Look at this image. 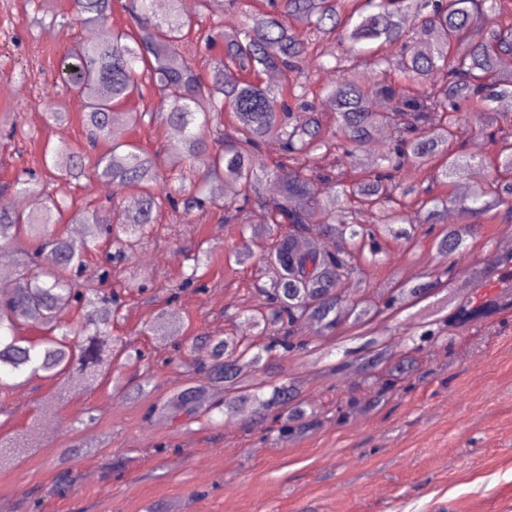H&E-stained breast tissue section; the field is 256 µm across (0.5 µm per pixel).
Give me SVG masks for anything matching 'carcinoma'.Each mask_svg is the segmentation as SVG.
<instances>
[{
    "label": "carcinoma",
    "instance_id": "1",
    "mask_svg": "<svg viewBox=\"0 0 512 512\" xmlns=\"http://www.w3.org/2000/svg\"><path fill=\"white\" fill-rule=\"evenodd\" d=\"M194 16L181 0H168L158 12L153 0H127L122 8L130 21L102 40L96 30L108 23L112 0H72L66 24L83 35L63 52L57 85L85 103L87 142L110 149L85 162L73 158L71 177L117 183L129 196L112 204V221L95 209L80 214L86 225L80 242L56 226L66 201L34 175L15 179V192L31 198L28 210L0 209V260L10 252L24 254L16 276L0 284V388L4 379H60L78 375L77 384L92 385L109 370L112 349L105 336L120 302L99 284L109 272L87 269V256L102 240L140 238L150 232L167 207L178 209L186 223L193 213L212 206L224 210V223L240 224L257 206L272 226L271 247L263 262L273 270L257 285L260 309L246 316L270 344L248 346L243 339L200 336L188 350L198 369L224 386V400L209 404L204 389L180 392L174 406L189 415L222 408L226 417L246 409L264 415L286 406L302 418L298 390L290 382L272 386L249 372L303 350L315 359L321 348L298 338L304 323L313 322L321 336L349 321L376 366L389 349L372 338L376 307L352 302L348 282L364 280L368 270L384 264V250L374 239H408L424 224H441L435 237L443 268L432 281L400 288L387 308L408 305L443 282L468 273L469 238L480 224L512 220V117L491 118L481 131L496 161V176L460 198L448 185L464 178L472 160L463 152V130L469 117L480 118L494 103L512 97V0H268L260 10L246 0H198ZM241 13L239 27L224 33V57L201 74L187 57V36L199 33L201 18L224 9ZM306 20L298 30L290 25ZM335 36L346 46L334 56V79L319 87L308 64L326 67L320 39ZM276 71L282 81L269 85L264 76ZM150 93L152 112L127 108ZM328 100L334 110L329 125L318 111ZM46 120L63 121L67 112L54 91L46 93ZM176 130L170 150L192 164L190 173L162 174L152 157L122 139L144 117ZM391 131L389 149L366 160L363 171L338 179L316 165L318 152L335 153L355 162L373 132ZM277 139L280 159L271 168L256 165L267 138ZM439 162L427 183L397 178L406 166L416 169ZM274 181L278 193L263 194V182ZM368 207L377 220L368 227L357 221ZM458 222L447 224L448 208ZM292 230L281 234V225ZM86 310L82 323L70 326L62 312ZM25 326L52 332L34 342L22 335Z\"/></svg>",
    "mask_w": 512,
    "mask_h": 512
}]
</instances>
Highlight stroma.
<instances>
[{
	"label": "stroma",
	"instance_id": "1",
	"mask_svg": "<svg viewBox=\"0 0 512 512\" xmlns=\"http://www.w3.org/2000/svg\"><path fill=\"white\" fill-rule=\"evenodd\" d=\"M35 11V0H0V198L23 171L49 177L67 195L68 230L87 202L107 210L126 191L68 179V154L45 162L46 148L87 144L81 100L65 97L69 117L58 124L42 105L82 30L35 23ZM172 135L150 119L126 133L166 173L185 167L168 149ZM222 216L208 208L187 224L163 211L134 262L114 264L110 286L123 298L112 334L140 349L141 361L113 364L87 389L34 377L0 393V512H512V308L431 336L422 317L443 299L476 303L512 290V251L500 246L512 220L480 227L472 274L385 319L383 340L411 362L394 390H382L377 374L342 370L363 358L365 337L345 326L302 332L322 358L298 351L271 374L298 379L305 401L306 423L286 439L268 421L155 410L206 381L173 341L151 333L155 317L175 311L183 337L221 338L239 334L259 303L269 227L250 217L256 258L239 265L227 258L239 227ZM385 250L370 287L357 290L378 306L390 287L441 267L430 235ZM194 253L206 256L200 282L169 297ZM135 277L145 290L124 294Z\"/></svg>",
	"mask_w": 512,
	"mask_h": 512
}]
</instances>
